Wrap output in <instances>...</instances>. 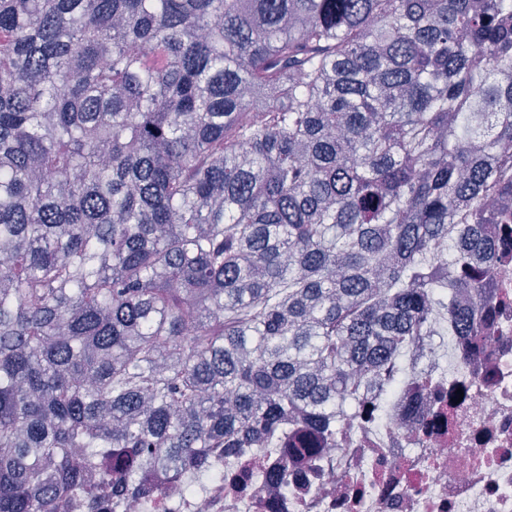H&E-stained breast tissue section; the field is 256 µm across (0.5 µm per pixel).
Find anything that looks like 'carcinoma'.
Segmentation results:
<instances>
[{"mask_svg": "<svg viewBox=\"0 0 512 512\" xmlns=\"http://www.w3.org/2000/svg\"><path fill=\"white\" fill-rule=\"evenodd\" d=\"M497 224L512 0H0V512L288 488L433 313L481 357Z\"/></svg>", "mask_w": 512, "mask_h": 512, "instance_id": "carcinoma-1", "label": "carcinoma"}]
</instances>
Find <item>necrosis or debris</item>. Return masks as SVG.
<instances>
[{"instance_id":"4bbe7bcc","label":"necrosis or debris","mask_w":512,"mask_h":512,"mask_svg":"<svg viewBox=\"0 0 512 512\" xmlns=\"http://www.w3.org/2000/svg\"><path fill=\"white\" fill-rule=\"evenodd\" d=\"M488 343L494 378L460 355L448 319L432 317L422 364L447 398L455 422L427 433L411 411L421 401L414 379L399 385L386 408L389 426L369 416L346 421L318 461L345 482L315 481L287 498L269 496V475L284 450L260 444L222 465V479L187 496L171 469L157 467L156 500H122L118 512H512V312Z\"/></svg>"}]
</instances>
